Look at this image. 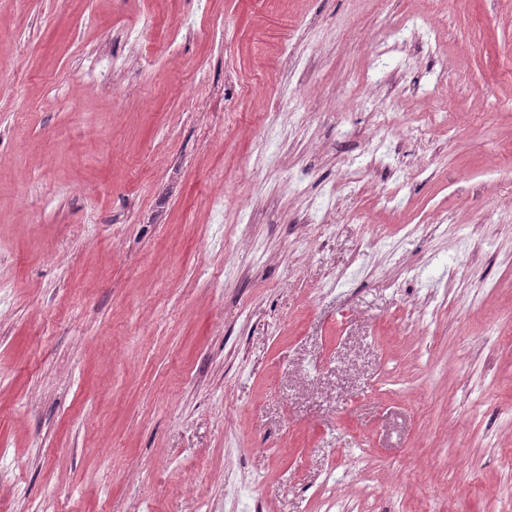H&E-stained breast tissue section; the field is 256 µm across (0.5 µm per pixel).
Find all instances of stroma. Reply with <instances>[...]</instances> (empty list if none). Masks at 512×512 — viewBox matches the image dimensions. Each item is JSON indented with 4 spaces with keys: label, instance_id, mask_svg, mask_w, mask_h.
<instances>
[{
    "label": "stroma",
    "instance_id": "obj_1",
    "mask_svg": "<svg viewBox=\"0 0 512 512\" xmlns=\"http://www.w3.org/2000/svg\"><path fill=\"white\" fill-rule=\"evenodd\" d=\"M500 162L512 0H0V512H503Z\"/></svg>",
    "mask_w": 512,
    "mask_h": 512
}]
</instances>
